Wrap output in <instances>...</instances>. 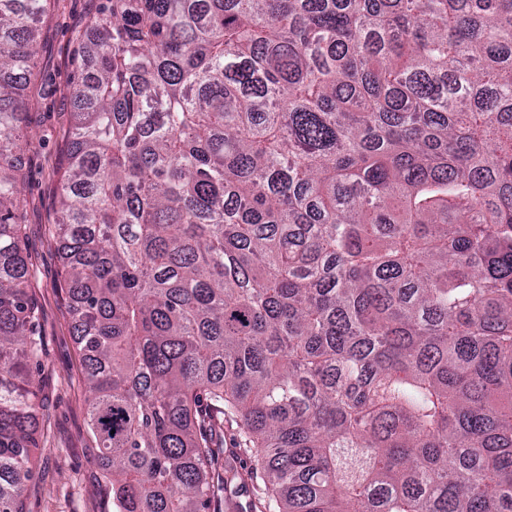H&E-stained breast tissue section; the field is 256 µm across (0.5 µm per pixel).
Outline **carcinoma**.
Returning <instances> with one entry per match:
<instances>
[{
	"instance_id": "1",
	"label": "carcinoma",
	"mask_w": 512,
	"mask_h": 512,
	"mask_svg": "<svg viewBox=\"0 0 512 512\" xmlns=\"http://www.w3.org/2000/svg\"><path fill=\"white\" fill-rule=\"evenodd\" d=\"M0 0V512L34 466L33 60ZM56 186L113 512H512V0H98ZM264 484L260 473L254 477L252 481H248L245 485H241L238 489V493L230 499L240 502L241 509L236 510L238 512H260L258 508V498L263 492ZM257 505V508H256Z\"/></svg>"
}]
</instances>
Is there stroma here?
<instances>
[{"mask_svg": "<svg viewBox=\"0 0 512 512\" xmlns=\"http://www.w3.org/2000/svg\"><path fill=\"white\" fill-rule=\"evenodd\" d=\"M93 12V0H61L34 62L47 91L31 114L34 146L21 160L27 179L23 245L33 263L34 299L45 341L37 373L45 425L24 497L25 512H109L111 508L100 466L89 452L86 390L55 232L54 187L70 122L72 39L87 27Z\"/></svg>", "mask_w": 512, "mask_h": 512, "instance_id": "35a3bbf8", "label": "stroma"}]
</instances>
